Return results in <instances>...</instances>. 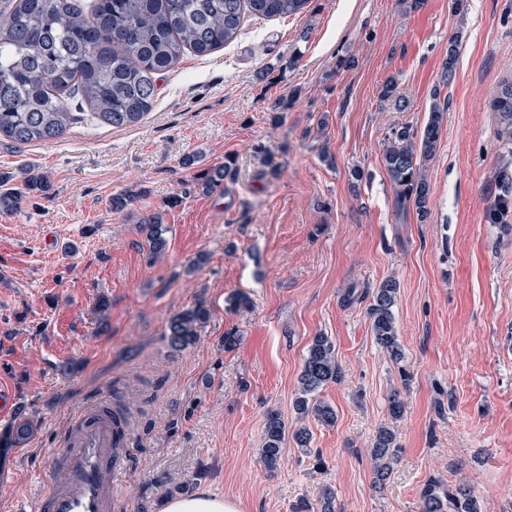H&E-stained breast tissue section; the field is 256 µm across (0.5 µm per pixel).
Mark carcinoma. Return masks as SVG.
I'll use <instances>...</instances> for the list:
<instances>
[{
	"instance_id": "cac0c4a2",
	"label": "carcinoma",
	"mask_w": 512,
	"mask_h": 512,
	"mask_svg": "<svg viewBox=\"0 0 512 512\" xmlns=\"http://www.w3.org/2000/svg\"><path fill=\"white\" fill-rule=\"evenodd\" d=\"M308 0H0V136L17 143L44 142L62 136L76 113L91 112L116 128L130 126L151 111L156 77L173 67L187 51L207 56L237 39L245 14L285 18L300 13ZM458 41L448 43L441 73L442 86L456 76ZM440 86V87H442ZM440 87L433 95L439 97ZM392 80L382 85L380 98L401 109L407 100L396 94ZM504 138H512V77L501 82L491 102ZM446 110L434 104L423 129L410 125L391 129L384 144L383 162L400 199L413 202L420 217L429 213V185L419 161L430 158L438 145ZM231 165L198 175V189L210 193L233 178ZM24 191L0 192V210L17 207L23 192L46 194L49 182L24 171ZM141 193L126 191L112 197V210H130ZM153 256L164 253L166 229L160 215L139 224ZM399 285L386 279L375 288L367 309L376 343L398 361L402 349L393 315ZM210 317L200 302L172 316L165 337L173 351L192 345ZM339 377L332 343L314 337L308 347L293 401L297 419L313 416L331 427L336 410L317 393ZM33 421L18 407L8 431L0 437V453L24 443ZM286 425L281 414L266 413L260 458L274 473L286 451ZM398 452L394 430L381 427L370 448L376 482L389 478ZM336 494L326 486L316 502L300 497L291 512H335ZM420 512H483L465 483L446 488L432 480L423 488Z\"/></svg>"
}]
</instances>
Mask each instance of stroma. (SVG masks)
Segmentation results:
<instances>
[{"mask_svg":"<svg viewBox=\"0 0 512 512\" xmlns=\"http://www.w3.org/2000/svg\"><path fill=\"white\" fill-rule=\"evenodd\" d=\"M455 37L457 76L440 90ZM510 74L512 0H309L297 15L246 18L211 55H183L138 124L85 113L55 140L1 136L11 187L28 167L50 191L0 211V378L35 425L0 455V512H34L69 419L104 395L128 418L112 512H162L199 488L241 512H290L325 485L336 512H419L432 480L512 512V208L498 210L512 204L500 178L512 140L490 109ZM389 80L406 110L380 99ZM436 101L448 112L422 164L423 219L397 207L382 149L391 127L423 128ZM228 161L223 189H197L198 173ZM125 191L140 193L136 209L113 211ZM155 212L167 228L158 259L138 229ZM389 278L398 361L367 317ZM237 293L250 307H231ZM200 301L208 323L172 351L170 317ZM319 335L340 368L319 394L336 424L307 418L310 449L288 443L268 473L265 414L301 424L293 399ZM395 391L405 413L394 422ZM387 425L400 450L381 486L368 450Z\"/></svg>","mask_w":512,"mask_h":512,"instance_id":"obj_1","label":"stroma"}]
</instances>
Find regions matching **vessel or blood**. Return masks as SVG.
Returning <instances> with one entry per match:
<instances>
[{
	"label": "vessel or blood",
	"instance_id": "obj_1",
	"mask_svg": "<svg viewBox=\"0 0 512 512\" xmlns=\"http://www.w3.org/2000/svg\"><path fill=\"white\" fill-rule=\"evenodd\" d=\"M126 431V422L113 416L111 397L76 413L52 453L36 512H112Z\"/></svg>",
	"mask_w": 512,
	"mask_h": 512
}]
</instances>
